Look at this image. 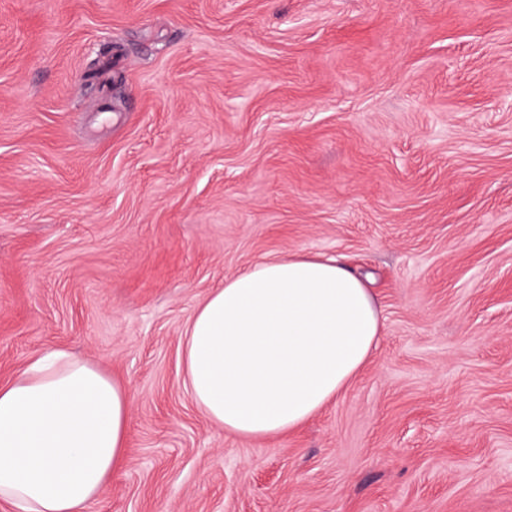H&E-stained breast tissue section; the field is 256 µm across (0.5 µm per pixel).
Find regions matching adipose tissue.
I'll list each match as a JSON object with an SVG mask.
<instances>
[{
  "label": "adipose tissue",
  "instance_id": "adipose-tissue-1",
  "mask_svg": "<svg viewBox=\"0 0 512 512\" xmlns=\"http://www.w3.org/2000/svg\"><path fill=\"white\" fill-rule=\"evenodd\" d=\"M381 310L335 258L264 259L194 312L183 364L194 403L225 432L272 439L350 384L382 336ZM127 390L63 350L0 384V501L12 512H86L118 472Z\"/></svg>",
  "mask_w": 512,
  "mask_h": 512
}]
</instances>
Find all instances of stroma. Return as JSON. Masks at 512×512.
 I'll list each match as a JSON object with an SVG mask.
<instances>
[{
  "label": "stroma",
  "mask_w": 512,
  "mask_h": 512,
  "mask_svg": "<svg viewBox=\"0 0 512 512\" xmlns=\"http://www.w3.org/2000/svg\"><path fill=\"white\" fill-rule=\"evenodd\" d=\"M296 251L383 336L297 432L227 434L188 323ZM47 349L130 395L88 512H512V0H0V383Z\"/></svg>",
  "instance_id": "1"
}]
</instances>
